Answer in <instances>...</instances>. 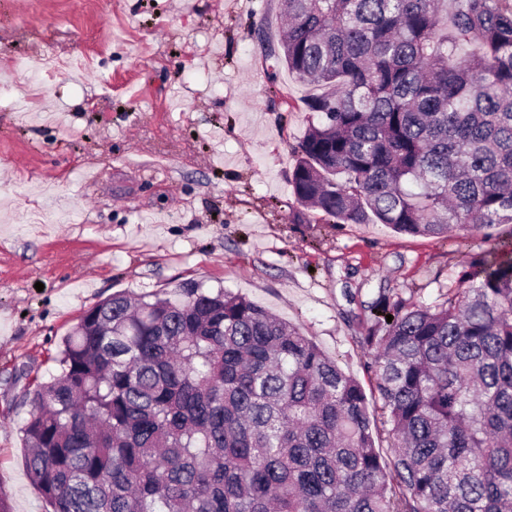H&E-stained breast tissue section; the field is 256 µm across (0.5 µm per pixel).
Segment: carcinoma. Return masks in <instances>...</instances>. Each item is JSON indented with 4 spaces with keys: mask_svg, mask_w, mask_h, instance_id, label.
<instances>
[{
    "mask_svg": "<svg viewBox=\"0 0 512 512\" xmlns=\"http://www.w3.org/2000/svg\"><path fill=\"white\" fill-rule=\"evenodd\" d=\"M266 59L318 87L302 206L447 236L512 224V0H281ZM429 307L381 296V405L261 306L186 281L82 316L25 396L51 512H512V252ZM386 436L389 455L380 452Z\"/></svg>",
    "mask_w": 512,
    "mask_h": 512,
    "instance_id": "1",
    "label": "carcinoma"
}]
</instances>
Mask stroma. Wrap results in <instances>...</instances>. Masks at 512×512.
I'll use <instances>...</instances> for the list:
<instances>
[{
    "label": "stroma",
    "instance_id": "1",
    "mask_svg": "<svg viewBox=\"0 0 512 512\" xmlns=\"http://www.w3.org/2000/svg\"><path fill=\"white\" fill-rule=\"evenodd\" d=\"M279 0H0V499L29 477L22 367L42 379L84 313L194 280L296 326L367 396L380 292L432 306L512 226L450 237L336 224L295 200L310 85L270 81ZM43 291H36V283Z\"/></svg>",
    "mask_w": 512,
    "mask_h": 512
}]
</instances>
